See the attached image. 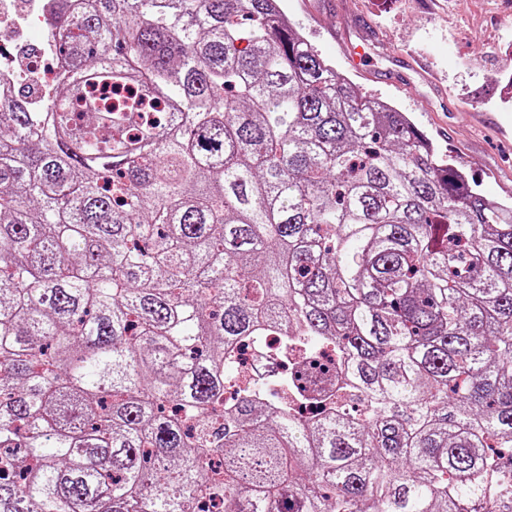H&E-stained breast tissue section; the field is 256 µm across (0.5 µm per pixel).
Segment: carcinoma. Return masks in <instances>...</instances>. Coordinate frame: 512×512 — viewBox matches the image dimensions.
<instances>
[{
    "mask_svg": "<svg viewBox=\"0 0 512 512\" xmlns=\"http://www.w3.org/2000/svg\"><path fill=\"white\" fill-rule=\"evenodd\" d=\"M52 9L62 87L0 102V512H512V206L282 0Z\"/></svg>",
    "mask_w": 512,
    "mask_h": 512,
    "instance_id": "1",
    "label": "carcinoma"
}]
</instances>
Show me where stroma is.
<instances>
[{"instance_id":"35a3bbf8","label":"stroma","mask_w":512,"mask_h":512,"mask_svg":"<svg viewBox=\"0 0 512 512\" xmlns=\"http://www.w3.org/2000/svg\"><path fill=\"white\" fill-rule=\"evenodd\" d=\"M289 19L367 94L411 115L470 182L512 205V0H283Z\"/></svg>"}]
</instances>
